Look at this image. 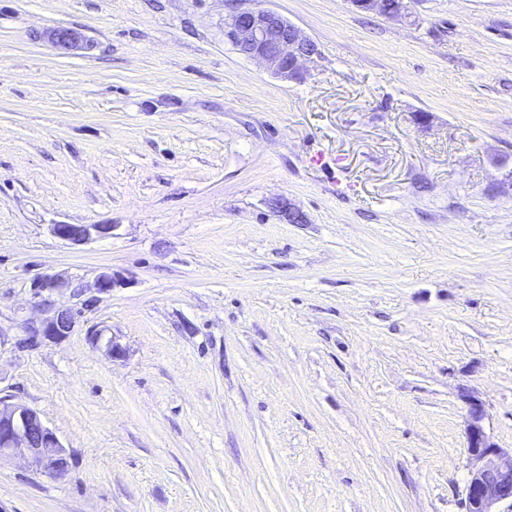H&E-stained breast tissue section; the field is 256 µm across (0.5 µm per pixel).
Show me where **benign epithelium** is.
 Returning <instances> with one entry per match:
<instances>
[{"instance_id":"benign-epithelium-1","label":"benign epithelium","mask_w":512,"mask_h":512,"mask_svg":"<svg viewBox=\"0 0 512 512\" xmlns=\"http://www.w3.org/2000/svg\"><path fill=\"white\" fill-rule=\"evenodd\" d=\"M224 23L225 37L247 58L262 63L267 69L288 81L297 80L305 61L318 54L317 45L298 28L272 10L250 5V0H234ZM358 10L388 19L410 17V2L390 0H349ZM54 40L62 50L76 49L81 38L71 29H59ZM112 224H50L54 237L71 245H83L93 239L112 236ZM116 285L112 273L100 272L94 289L109 295ZM85 288L62 273H49L33 280L31 294L41 312L39 318H26L19 325L20 333L12 334L0 327V347L12 344L18 349L33 350L47 343H60L70 336L83 309L58 307L53 295L69 293L80 297ZM89 341L118 359L124 351L104 330L91 326ZM467 404L465 434L467 440L469 477L464 488L465 512H512V448L495 443L483 426L484 405L478 396L465 393ZM27 455L30 470L37 475L60 477L69 471L71 454L49 428L40 413L0 393V461L17 453Z\"/></svg>"}]
</instances>
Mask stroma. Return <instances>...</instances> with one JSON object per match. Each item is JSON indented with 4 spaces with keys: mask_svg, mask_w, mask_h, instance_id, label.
<instances>
[{
    "mask_svg": "<svg viewBox=\"0 0 512 512\" xmlns=\"http://www.w3.org/2000/svg\"><path fill=\"white\" fill-rule=\"evenodd\" d=\"M252 4L317 44L301 79L229 0H0V327L45 273L90 301L0 347L72 455L0 463V512H463L467 391L512 448V0ZM236 4L224 23L225 37L247 58L262 63L281 79H299L305 61L318 54L317 45L272 10ZM392 0H350L359 11L379 15L388 19L404 20L410 17V1L400 0V6ZM112 224H52L48 230L54 237L71 245H83L97 238L112 237ZM30 289L42 317L23 319L20 334H10L0 327V347L13 344L18 349L33 350L47 343H60L80 322L83 307H57L52 297L65 292L80 297L85 291L81 284L62 273H49L34 279ZM87 336L93 345L102 346L106 354L112 359H118L124 356V351L120 345L116 343L113 336L106 338L103 329L91 326L87 329Z\"/></svg>",
    "mask_w": 512,
    "mask_h": 512,
    "instance_id": "obj_1",
    "label": "stroma"
}]
</instances>
